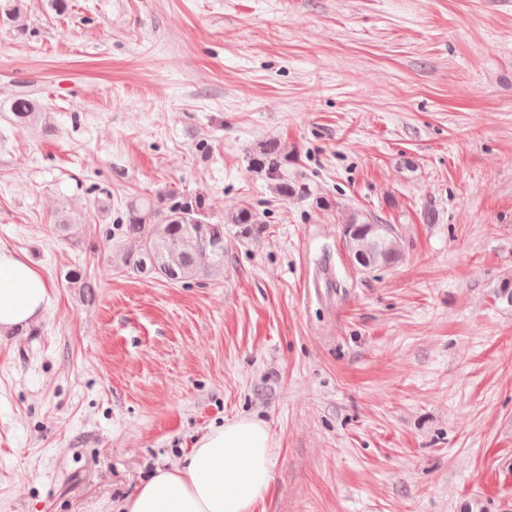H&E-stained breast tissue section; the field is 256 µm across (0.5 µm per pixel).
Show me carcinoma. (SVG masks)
<instances>
[{"label": "carcinoma", "instance_id": "1", "mask_svg": "<svg viewBox=\"0 0 512 512\" xmlns=\"http://www.w3.org/2000/svg\"><path fill=\"white\" fill-rule=\"evenodd\" d=\"M25 0H5L0 4V20L19 32L26 30ZM12 121L29 126L43 119L44 109L28 91H19L11 99ZM288 153L273 140L262 144L255 165L274 181L276 194L288 198L297 194L294 185L279 175ZM262 223L259 215L241 207L224 220L209 219L204 199H177L173 192L155 197L133 196L127 199L116 223L106 237H118V253L107 256L119 269L169 283H188L207 277L224 267V225L241 224L249 233ZM346 248L352 262L363 269L386 266L401 255L399 237L392 224L375 214L357 211L350 215L345 229ZM68 284L84 288L93 295L95 281L83 270L68 272Z\"/></svg>", "mask_w": 512, "mask_h": 512}]
</instances>
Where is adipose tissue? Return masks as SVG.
I'll return each instance as SVG.
<instances>
[{"label":"adipose tissue","mask_w":512,"mask_h":512,"mask_svg":"<svg viewBox=\"0 0 512 512\" xmlns=\"http://www.w3.org/2000/svg\"><path fill=\"white\" fill-rule=\"evenodd\" d=\"M50 303L47 279L24 257L0 249V333L39 322ZM274 440L262 421L212 426L179 465L158 468L121 512H255L268 492Z\"/></svg>","instance_id":"adipose-tissue-1"}]
</instances>
